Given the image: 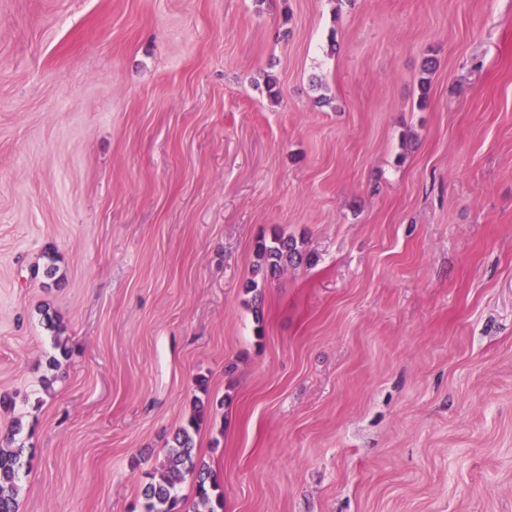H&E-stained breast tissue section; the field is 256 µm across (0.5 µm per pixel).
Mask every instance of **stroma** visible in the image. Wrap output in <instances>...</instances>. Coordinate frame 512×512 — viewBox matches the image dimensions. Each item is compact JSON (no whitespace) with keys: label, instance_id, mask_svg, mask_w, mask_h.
Returning <instances> with one entry per match:
<instances>
[{"label":"stroma","instance_id":"obj_1","mask_svg":"<svg viewBox=\"0 0 512 512\" xmlns=\"http://www.w3.org/2000/svg\"><path fill=\"white\" fill-rule=\"evenodd\" d=\"M0 394L19 512L199 401L224 512H512V0H0ZM299 251L292 239L274 237L270 244L260 243L256 251L258 266L278 269L297 262Z\"/></svg>","mask_w":512,"mask_h":512}]
</instances>
